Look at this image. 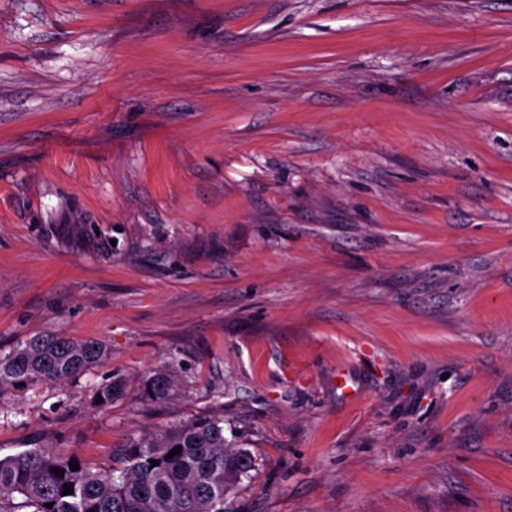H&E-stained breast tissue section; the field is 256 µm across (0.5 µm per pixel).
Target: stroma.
<instances>
[{"label":"stroma","mask_w":512,"mask_h":512,"mask_svg":"<svg viewBox=\"0 0 512 512\" xmlns=\"http://www.w3.org/2000/svg\"><path fill=\"white\" fill-rule=\"evenodd\" d=\"M42 335L110 357L1 392V456L220 414L228 512H512V0H0V353ZM176 391V382L171 374L158 370L144 384L143 393L147 398L163 400L172 396ZM128 390L127 383L120 377H114L110 381L99 386L94 394V401L97 407H108L121 398H123ZM98 397H102L103 401L97 403Z\"/></svg>","instance_id":"35a3bbf8"}]
</instances>
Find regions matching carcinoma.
<instances>
[{"instance_id":"1","label":"carcinoma","mask_w":512,"mask_h":512,"mask_svg":"<svg viewBox=\"0 0 512 512\" xmlns=\"http://www.w3.org/2000/svg\"><path fill=\"white\" fill-rule=\"evenodd\" d=\"M97 340L33 336L6 355L0 354V391L24 389L35 382L62 384L108 359ZM120 377L99 386L101 408L123 398ZM176 391L171 374L158 370L144 384L146 397L163 400ZM182 450L169 458L176 447ZM118 466L94 468L60 450L28 448L0 456V505L18 497L31 512H226V499L249 476V450L224 437V416L201 415L158 437L131 439L117 453ZM158 465H151V461ZM79 464L73 471L70 462ZM62 473L56 475L52 469ZM73 493L63 494L64 484ZM52 507L47 508L45 504Z\"/></svg>"}]
</instances>
